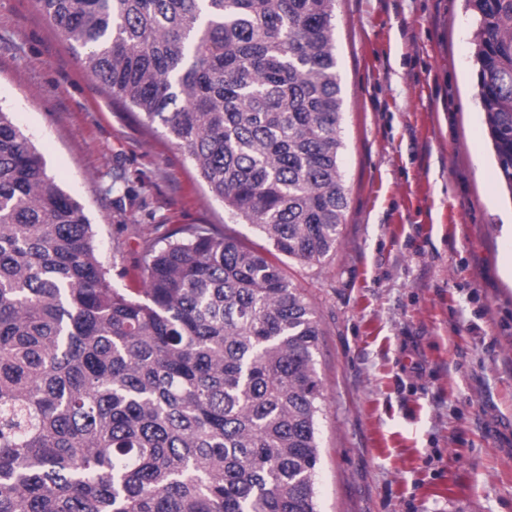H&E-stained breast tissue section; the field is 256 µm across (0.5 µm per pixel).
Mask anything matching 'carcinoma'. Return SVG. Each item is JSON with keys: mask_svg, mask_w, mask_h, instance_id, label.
Listing matches in <instances>:
<instances>
[{"mask_svg": "<svg viewBox=\"0 0 512 512\" xmlns=\"http://www.w3.org/2000/svg\"><path fill=\"white\" fill-rule=\"evenodd\" d=\"M512 191V0H467ZM86 71L307 265L347 207L336 0H37ZM115 287L0 108V512H319L320 330L264 253L177 224Z\"/></svg>", "mask_w": 512, "mask_h": 512, "instance_id": "obj_1", "label": "carcinoma"}]
</instances>
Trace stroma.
I'll use <instances>...</instances> for the list:
<instances>
[{"label": "stroma", "mask_w": 512, "mask_h": 512, "mask_svg": "<svg viewBox=\"0 0 512 512\" xmlns=\"http://www.w3.org/2000/svg\"><path fill=\"white\" fill-rule=\"evenodd\" d=\"M348 205L319 265L233 223L187 154L87 73L36 0H0V107L84 208L115 287L210 224L270 253L321 331L319 512H512V198L465 0H336Z\"/></svg>", "instance_id": "1"}]
</instances>
